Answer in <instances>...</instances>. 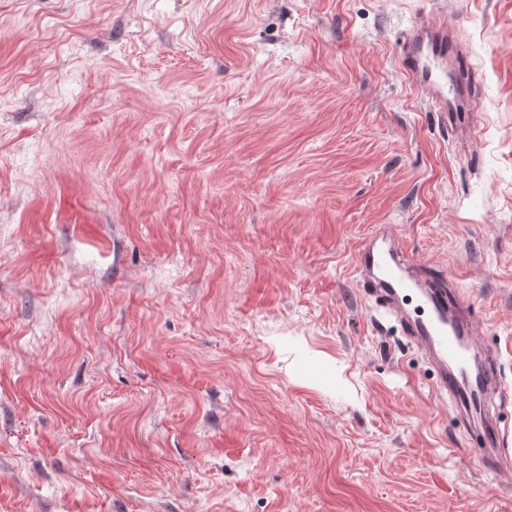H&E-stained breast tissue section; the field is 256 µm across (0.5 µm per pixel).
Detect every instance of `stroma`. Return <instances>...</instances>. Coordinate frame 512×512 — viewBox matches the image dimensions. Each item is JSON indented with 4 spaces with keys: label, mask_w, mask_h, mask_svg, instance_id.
<instances>
[{
    "label": "stroma",
    "mask_w": 512,
    "mask_h": 512,
    "mask_svg": "<svg viewBox=\"0 0 512 512\" xmlns=\"http://www.w3.org/2000/svg\"><path fill=\"white\" fill-rule=\"evenodd\" d=\"M444 9L464 142L398 63ZM379 226L512 448V0H0V512H512L357 286Z\"/></svg>",
    "instance_id": "1"
}]
</instances>
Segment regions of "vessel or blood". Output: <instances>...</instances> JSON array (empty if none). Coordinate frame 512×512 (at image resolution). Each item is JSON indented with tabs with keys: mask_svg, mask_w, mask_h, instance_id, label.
<instances>
[{
	"mask_svg": "<svg viewBox=\"0 0 512 512\" xmlns=\"http://www.w3.org/2000/svg\"><path fill=\"white\" fill-rule=\"evenodd\" d=\"M462 45L448 20L419 17L401 44V66L428 93V105L443 125L467 135L473 119L470 75ZM356 277L363 295L392 316L430 357L433 388L448 396L468 436L501 464L508 452L498 423L502 394L498 350L475 351L471 310L447 280L429 277L400 240L377 229L358 249Z\"/></svg>",
	"mask_w": 512,
	"mask_h": 512,
	"instance_id": "vessel-or-blood-1",
	"label": "vessel or blood"
}]
</instances>
